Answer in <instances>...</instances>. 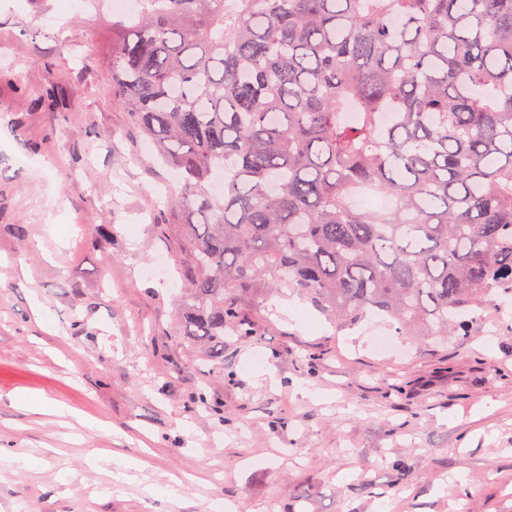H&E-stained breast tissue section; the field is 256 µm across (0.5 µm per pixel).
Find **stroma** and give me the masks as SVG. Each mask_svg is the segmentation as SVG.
Returning a JSON list of instances; mask_svg holds the SVG:
<instances>
[{"label": "stroma", "mask_w": 512, "mask_h": 512, "mask_svg": "<svg viewBox=\"0 0 512 512\" xmlns=\"http://www.w3.org/2000/svg\"><path fill=\"white\" fill-rule=\"evenodd\" d=\"M59 7L0 5V448L27 460L0 512H512V328L417 344L382 316V354L286 290L255 298L252 344L225 338V376L178 342L179 175L112 102V24L140 2Z\"/></svg>", "instance_id": "1"}]
</instances>
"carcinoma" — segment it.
<instances>
[{"instance_id":"carcinoma-1","label":"carcinoma","mask_w":512,"mask_h":512,"mask_svg":"<svg viewBox=\"0 0 512 512\" xmlns=\"http://www.w3.org/2000/svg\"><path fill=\"white\" fill-rule=\"evenodd\" d=\"M110 68L182 172L179 336L218 374L259 288L445 342L512 294V0H142Z\"/></svg>"}]
</instances>
